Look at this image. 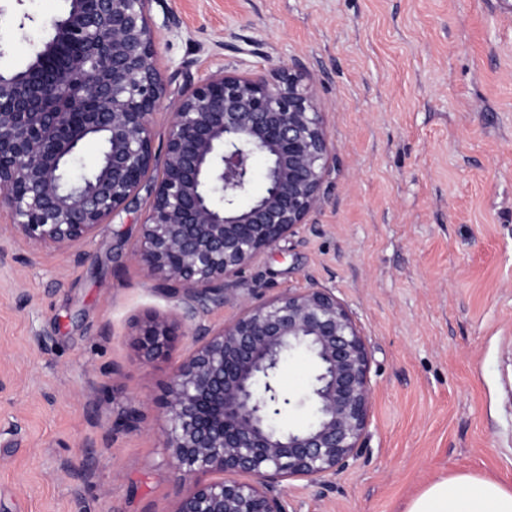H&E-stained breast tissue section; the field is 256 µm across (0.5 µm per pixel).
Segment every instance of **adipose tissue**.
I'll list each match as a JSON object with an SVG mask.
<instances>
[{"label": "adipose tissue", "instance_id": "adipose-tissue-1", "mask_svg": "<svg viewBox=\"0 0 512 512\" xmlns=\"http://www.w3.org/2000/svg\"><path fill=\"white\" fill-rule=\"evenodd\" d=\"M405 512H512V490L472 475L443 478L413 499Z\"/></svg>", "mask_w": 512, "mask_h": 512}]
</instances>
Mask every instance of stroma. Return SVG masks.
<instances>
[{"label":"stroma","instance_id":"stroma-1","mask_svg":"<svg viewBox=\"0 0 512 512\" xmlns=\"http://www.w3.org/2000/svg\"><path fill=\"white\" fill-rule=\"evenodd\" d=\"M66 7L0 0V68L26 65ZM149 14L168 81L155 141L184 86L220 67L302 73L328 132L321 203L200 319L217 328L252 294L329 288L364 338V447L329 484L286 482L287 512H404L463 474L511 488L512 8L151 0ZM144 210L66 250L33 247L0 210V512H173L187 490L154 402L184 352L142 362L132 344L138 318L175 305L133 256ZM279 384L282 422L305 424L306 359ZM134 409L139 427H120Z\"/></svg>","mask_w":512,"mask_h":512}]
</instances>
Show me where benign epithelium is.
<instances>
[{
    "instance_id": "1",
    "label": "benign epithelium",
    "mask_w": 512,
    "mask_h": 512,
    "mask_svg": "<svg viewBox=\"0 0 512 512\" xmlns=\"http://www.w3.org/2000/svg\"><path fill=\"white\" fill-rule=\"evenodd\" d=\"M67 2L24 70L0 71V210L33 245L63 249L147 190L136 259L188 302L141 318L133 344L153 360L192 340L158 399L164 448L190 485L175 512H286L283 483H327L363 448L371 359L356 323L330 288L255 294L215 330L189 323L321 202L333 156L316 91L289 71L220 68L188 85L158 150L166 84L150 0ZM91 134L104 139L97 164L65 176ZM258 153L265 189L243 205ZM299 353L313 419L282 431L274 420L291 400L278 376Z\"/></svg>"
}]
</instances>
